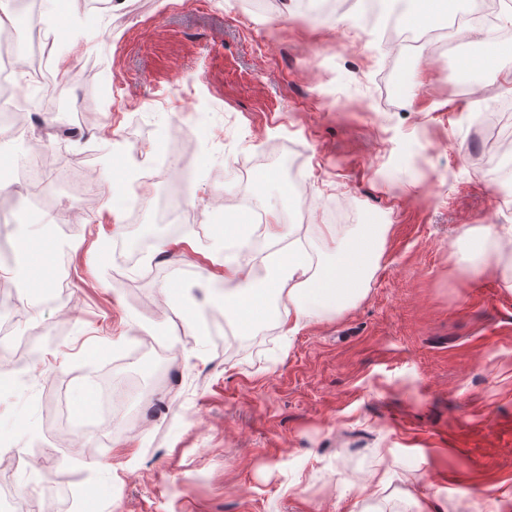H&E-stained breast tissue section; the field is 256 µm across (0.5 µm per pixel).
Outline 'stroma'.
<instances>
[{
    "label": "stroma",
    "mask_w": 512,
    "mask_h": 512,
    "mask_svg": "<svg viewBox=\"0 0 512 512\" xmlns=\"http://www.w3.org/2000/svg\"><path fill=\"white\" fill-rule=\"evenodd\" d=\"M225 0H101L78 11L43 0L60 65L64 111L43 109L46 86L20 62L14 87L40 124L0 142V183L11 185L14 152L51 145V160L92 170L87 201L57 192L52 266L67 265L61 305L21 307L13 336L39 363L0 388V477L34 474L4 464V443L49 459L63 450L58 401L103 359L121 355L152 326L176 363L164 402L178 417L128 396L147 426L104 447L72 446L59 495L66 512L91 480L112 512H512V260L487 253L477 278L461 273L463 226L512 224L493 202L474 157L489 148L471 116L512 104V75L477 69L470 96L450 95L454 52L403 59L398 87L384 89L393 56L358 7L321 21L294 0H267L265 29ZM192 78L193 95L169 92ZM342 105L326 109L318 91ZM122 111H114V100ZM86 115V136H56L65 112ZM164 154L184 180L193 224H132L108 185L129 154ZM302 161L308 222L294 223L292 195L275 197L281 237L304 235L327 262L336 243L388 214L380 267L368 293L292 336L266 321L250 333L208 322L223 307L196 309L183 285L223 275L209 254L224 243L244 271L264 266V246L242 254L214 223V201L264 195L266 173ZM247 164L249 180L238 166ZM356 200L355 220L321 227L331 203ZM170 238L171 251L118 266V243Z\"/></svg>",
    "instance_id": "1"
}]
</instances>
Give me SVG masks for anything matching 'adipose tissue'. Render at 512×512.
<instances>
[{"mask_svg": "<svg viewBox=\"0 0 512 512\" xmlns=\"http://www.w3.org/2000/svg\"><path fill=\"white\" fill-rule=\"evenodd\" d=\"M385 231L382 224L365 225L337 249L332 263L317 273L311 272L300 245L295 242L289 243L287 252L271 259L259 276L225 262L223 290H215L211 281H201L199 304L222 306L225 314L232 316L245 332L274 316L287 333H294L310 319L340 313L365 298L367 285L382 257ZM462 235L477 238L478 243L461 253L457 263L463 270L477 275L484 268L487 249L512 243V225L468 227ZM26 241L15 276L29 288L45 290L49 285L46 275L49 254L39 238L30 235Z\"/></svg>", "mask_w": 512, "mask_h": 512, "instance_id": "1", "label": "adipose tissue"}]
</instances>
